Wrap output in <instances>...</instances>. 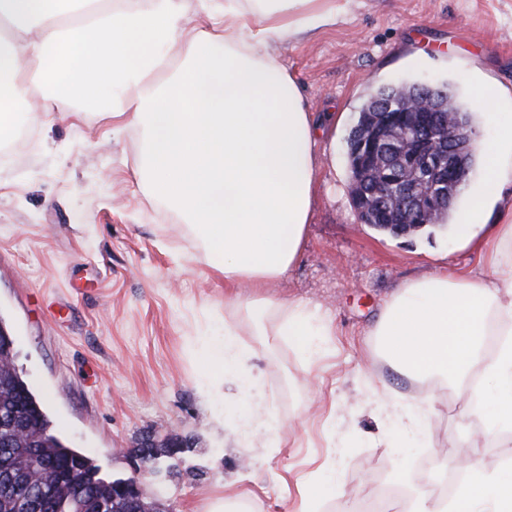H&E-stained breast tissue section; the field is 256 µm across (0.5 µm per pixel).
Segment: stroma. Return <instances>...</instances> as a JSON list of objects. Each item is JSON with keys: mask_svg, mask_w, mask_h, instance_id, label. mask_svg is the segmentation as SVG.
<instances>
[{"mask_svg": "<svg viewBox=\"0 0 512 512\" xmlns=\"http://www.w3.org/2000/svg\"><path fill=\"white\" fill-rule=\"evenodd\" d=\"M354 11L353 22L277 49L322 129L305 245L272 289L335 317L316 368L287 343L266 349L246 312L225 301L198 240L134 175L141 138L113 131L111 99L50 126L31 121L25 151L0 163V327L14 339L15 366L54 434L103 477L129 476L152 430L194 438L184 460L203 476L143 478L172 512H207L234 478L259 512H299L309 489L323 512H348L380 484L411 497L428 462L455 468L453 443L476 424L448 386L418 384L383 361L367 332L400 284L448 266L481 272L478 252L449 231L395 237L357 223L346 139L387 85L448 82L468 103L478 69L512 95V0H359ZM228 320L283 421L278 447L240 437L232 415L242 402L225 408L233 387L205 374L198 341ZM389 391L432 401L430 447L400 432L379 439L373 410ZM331 416L346 447L326 435Z\"/></svg>", "mask_w": 512, "mask_h": 512, "instance_id": "35a3bbf8", "label": "stroma"}]
</instances>
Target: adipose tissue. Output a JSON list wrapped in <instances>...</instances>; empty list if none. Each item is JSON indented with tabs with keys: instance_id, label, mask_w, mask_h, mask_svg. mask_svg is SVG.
<instances>
[{
	"instance_id": "obj_1",
	"label": "adipose tissue",
	"mask_w": 512,
	"mask_h": 512,
	"mask_svg": "<svg viewBox=\"0 0 512 512\" xmlns=\"http://www.w3.org/2000/svg\"><path fill=\"white\" fill-rule=\"evenodd\" d=\"M209 28L186 37L192 19L179 0H0V140L14 133L17 100L29 88L57 96L41 113L51 123L72 103L99 102L115 90L112 120L143 130L137 174L155 177L154 193L200 239L207 265L224 278L258 336L288 342L309 365L335 335L332 316L264 293L301 253L318 192V125L301 88L274 53L348 21L350 0H199ZM178 70V79L160 78ZM503 91L477 86L474 127L481 179L456 221L475 243L483 273L445 271L402 283L371 328L381 354L407 377L455 385L465 415L485 435L512 446V222L479 237L489 203L512 185V113ZM201 349L212 381L235 379L247 402L235 418L244 437L278 434L264 406L260 377L246 368L239 330L225 322ZM383 420L419 442L429 440L418 396L388 393ZM453 499L431 493L410 512H512V464L487 473L477 462Z\"/></svg>"
}]
</instances>
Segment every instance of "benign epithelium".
I'll use <instances>...</instances> for the list:
<instances>
[{"instance_id": "7a95c632", "label": "benign epithelium", "mask_w": 512, "mask_h": 512, "mask_svg": "<svg viewBox=\"0 0 512 512\" xmlns=\"http://www.w3.org/2000/svg\"><path fill=\"white\" fill-rule=\"evenodd\" d=\"M446 132L442 133L441 147H436L434 131L437 126L435 108L427 98H419L409 108L390 118L387 129L370 139H360L350 135V173L351 180H357L367 170L376 173L380 187L406 180L405 173L422 168L426 171L431 184L445 185L447 191L433 192L412 187L414 196L393 200L387 203L375 200L365 194H352L354 212L360 224H411L427 223L434 213L444 207L454 206L457 189L468 179L470 170L463 163L461 149L471 144L474 130L464 123L460 113L448 108L444 114ZM423 131L426 136L418 139L411 150L406 153L401 165L385 169L381 166V146L386 141H404V125ZM27 413L22 407L7 416L0 415V429H13L12 443L9 446L24 455H35L41 448L26 436L24 425ZM190 448L187 439L172 433L161 434L153 431L145 435L139 444L134 465L136 476L132 478L112 479V498L123 499L128 505V512H164L160 497L144 494L137 475L146 472L157 473L161 469L162 458H175ZM45 482L54 490L77 494L81 490V481L72 476L49 475Z\"/></svg>"}]
</instances>
